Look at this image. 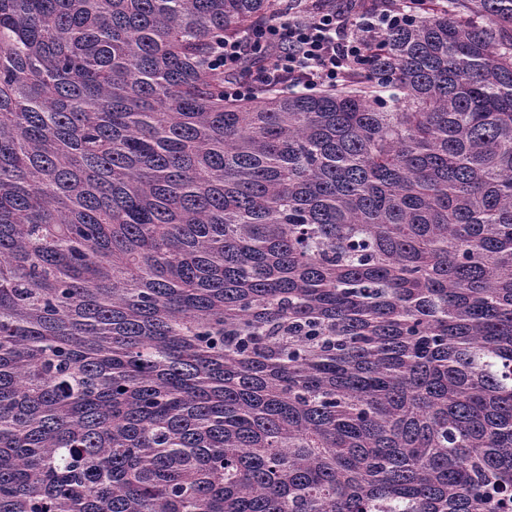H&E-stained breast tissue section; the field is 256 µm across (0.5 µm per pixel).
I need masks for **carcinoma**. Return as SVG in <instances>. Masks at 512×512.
<instances>
[{
	"instance_id": "obj_1",
	"label": "carcinoma",
	"mask_w": 512,
	"mask_h": 512,
	"mask_svg": "<svg viewBox=\"0 0 512 512\" xmlns=\"http://www.w3.org/2000/svg\"><path fill=\"white\" fill-rule=\"evenodd\" d=\"M276 0H0V512H512V0L224 89Z\"/></svg>"
}]
</instances>
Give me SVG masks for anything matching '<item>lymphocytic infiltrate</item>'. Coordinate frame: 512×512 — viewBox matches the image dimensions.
Returning a JSON list of instances; mask_svg holds the SVG:
<instances>
[{"mask_svg":"<svg viewBox=\"0 0 512 512\" xmlns=\"http://www.w3.org/2000/svg\"><path fill=\"white\" fill-rule=\"evenodd\" d=\"M286 10L224 43V74L234 80L252 47L263 61L257 77L266 86L304 91L344 82L356 64L402 27L418 0H287ZM235 82L232 92H240Z\"/></svg>","mask_w":512,"mask_h":512,"instance_id":"f902f5d3","label":"lymphocytic infiltrate"}]
</instances>
